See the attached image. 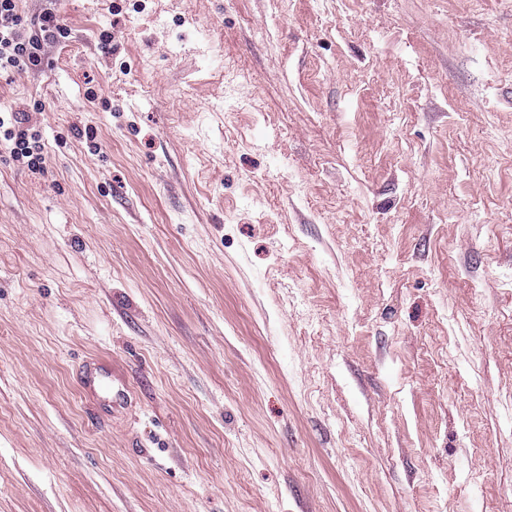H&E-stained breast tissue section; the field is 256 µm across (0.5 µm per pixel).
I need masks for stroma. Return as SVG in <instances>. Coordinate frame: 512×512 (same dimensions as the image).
Instances as JSON below:
<instances>
[{"label": "stroma", "instance_id": "1", "mask_svg": "<svg viewBox=\"0 0 512 512\" xmlns=\"http://www.w3.org/2000/svg\"><path fill=\"white\" fill-rule=\"evenodd\" d=\"M18 8L0 512H512V0ZM17 0H0V73L22 74L36 71L49 47L69 37V29L53 12L25 23L18 13ZM24 113L0 108V128L7 127L4 136L6 140L13 141L10 155L14 160L23 161L32 170H40L46 161L44 145L35 136L31 137L34 141L30 143L28 129L23 126L28 120ZM101 363L93 358L84 360L77 370V382L80 391L86 396H93L96 390L106 391L111 389L112 380L103 376Z\"/></svg>", "mask_w": 512, "mask_h": 512}]
</instances>
